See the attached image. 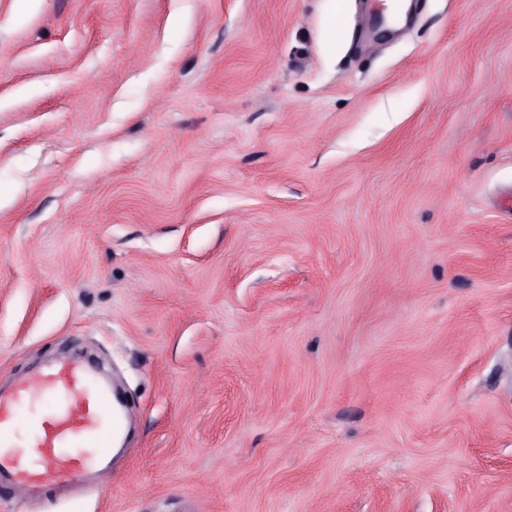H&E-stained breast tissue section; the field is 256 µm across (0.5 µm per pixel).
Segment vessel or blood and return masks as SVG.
Segmentation results:
<instances>
[{"label":"vessel or blood","instance_id":"b4317fda","mask_svg":"<svg viewBox=\"0 0 512 512\" xmlns=\"http://www.w3.org/2000/svg\"><path fill=\"white\" fill-rule=\"evenodd\" d=\"M42 401L50 411L30 438L27 458L15 451L17 409ZM113 436L112 406L89 364L61 358L0 392V493L25 500L72 483L111 447Z\"/></svg>","mask_w":512,"mask_h":512}]
</instances>
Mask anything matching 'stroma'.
<instances>
[{"label": "stroma", "instance_id": "obj_1", "mask_svg": "<svg viewBox=\"0 0 512 512\" xmlns=\"http://www.w3.org/2000/svg\"><path fill=\"white\" fill-rule=\"evenodd\" d=\"M380 2L0 0V383L133 417L0 512H512V0Z\"/></svg>", "mask_w": 512, "mask_h": 512}]
</instances>
